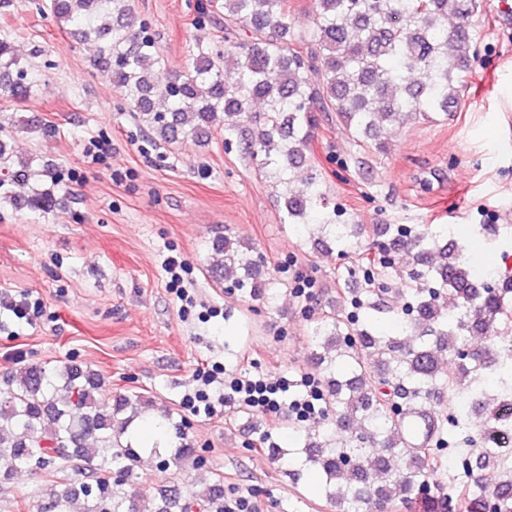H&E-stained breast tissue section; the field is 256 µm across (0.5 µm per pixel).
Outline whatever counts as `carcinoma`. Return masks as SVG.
<instances>
[{"label": "carcinoma", "mask_w": 512, "mask_h": 512, "mask_svg": "<svg viewBox=\"0 0 512 512\" xmlns=\"http://www.w3.org/2000/svg\"><path fill=\"white\" fill-rule=\"evenodd\" d=\"M69 27L78 43L97 47L93 66L108 70L125 88L119 110L142 118L155 142L209 138L218 114L239 117L224 129L243 141L261 168L282 184L307 165L316 113L334 112L353 129L355 143L384 152L386 126L417 118H448L460 100L477 57L475 18L482 0H314L312 27L293 31L286 0H208L195 7L199 27L224 15V48L196 43L185 66L169 69L159 57L148 22L131 0H32ZM250 32L238 41L241 30ZM38 90L35 68L15 54L11 35L0 34V96L17 104ZM38 157L22 163L27 191L10 179L15 160L0 138V204L43 217L66 194ZM320 177L309 190L284 195L286 224H318L317 250L353 254L368 282L369 301L319 318L311 340L323 388V414L331 427L295 446L272 448L271 457L300 460L336 512H399L428 494L448 469L441 449L448 426L459 438L460 474L451 484L447 512H512V455L494 447L495 435L512 432L498 414L512 399V272L483 280L464 248L448 241V225L409 228L383 224L378 254L326 210ZM209 268L232 287L273 301L276 281L258 279L263 258L243 239L216 237ZM412 257L411 306L397 313L399 331L417 343L380 336L374 316L389 308L387 288L400 258ZM470 336L488 343L472 348ZM0 388V483L21 467H43L47 476L76 466L86 479L64 489L51 480L36 512H144L127 485L138 452L122 435L141 414L142 398L116 396L105 404L98 374L80 366L26 370ZM481 430L468 432L473 416ZM500 471L498 482L485 472ZM224 498L217 479L183 495L164 485L149 512H209Z\"/></svg>", "instance_id": "obj_1"}]
</instances>
